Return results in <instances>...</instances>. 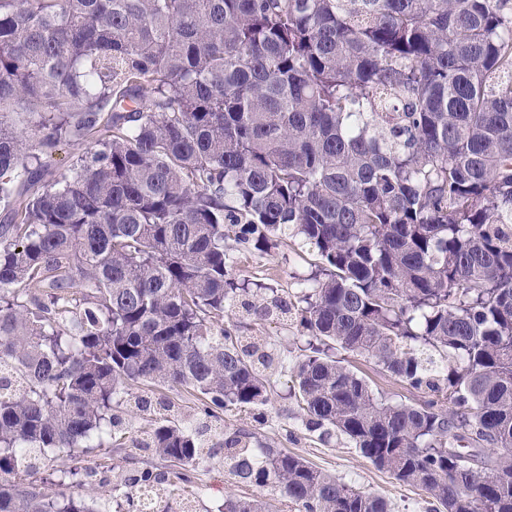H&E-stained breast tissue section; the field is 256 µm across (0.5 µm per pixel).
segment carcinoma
<instances>
[{"mask_svg":"<svg viewBox=\"0 0 512 512\" xmlns=\"http://www.w3.org/2000/svg\"><path fill=\"white\" fill-rule=\"evenodd\" d=\"M64 142L86 148L54 176ZM0 207V512H99L19 475L105 442L161 460L126 497L191 487L210 423L265 404L274 362L224 326L247 292L231 250L286 239L325 272L297 309L306 430L434 512H512V0H0ZM338 349L428 399L376 397ZM138 385L195 392L197 417L160 401L123 437ZM251 439L217 442L229 476L388 512ZM117 414L121 416L123 420V427L127 428L128 432H130L133 436H138L141 431L152 427L150 426L149 418H155V415H141L142 413L140 414L138 412L133 400L121 406Z\"/></svg>","mask_w":512,"mask_h":512,"instance_id":"cac0c4a2","label":"carcinoma"}]
</instances>
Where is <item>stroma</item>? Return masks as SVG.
Returning a JSON list of instances; mask_svg holds the SVG:
<instances>
[{"instance_id":"35a3bbf8","label":"stroma","mask_w":512,"mask_h":512,"mask_svg":"<svg viewBox=\"0 0 512 512\" xmlns=\"http://www.w3.org/2000/svg\"><path fill=\"white\" fill-rule=\"evenodd\" d=\"M321 267L322 262L316 254L287 246L268 253L236 252L231 263L235 278L247 284L249 295L283 296L295 305L304 294V279ZM247 333L265 337L274 353L287 357L289 364L270 371L268 403L252 409L228 407L219 424L221 432H250L261 444L300 456L360 491L382 497L388 503L389 512H429V499L423 491L402 484L390 473L376 468L343 436L335 434L323 440L318 433L306 430L303 412L293 393L291 366L308 354L309 345L295 316L250 322ZM345 363L367 380L376 395L407 403L424 398L423 392L410 389L367 359L349 354ZM155 461L154 452L149 448H136L131 455L125 456L104 447L71 456L60 454L55 462L42 463L36 476L44 480L55 479L62 466L94 471V478L83 481L81 486L71 487V494L92 493L105 502L108 512H126L125 497L122 492L114 491V484L133 465H150ZM194 477L195 512H222L224 500L229 496L259 500L264 506L263 512H299L298 506L287 502L279 493L227 476L223 453L205 459Z\"/></svg>"}]
</instances>
